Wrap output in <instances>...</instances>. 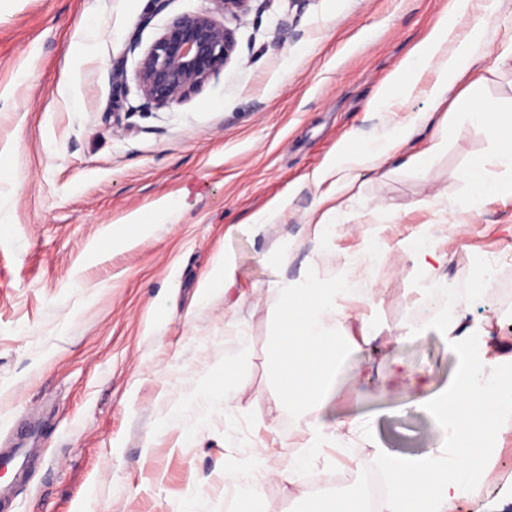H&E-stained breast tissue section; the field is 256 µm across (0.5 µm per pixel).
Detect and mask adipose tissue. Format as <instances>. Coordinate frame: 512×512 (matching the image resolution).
Here are the masks:
<instances>
[{"mask_svg": "<svg viewBox=\"0 0 512 512\" xmlns=\"http://www.w3.org/2000/svg\"><path fill=\"white\" fill-rule=\"evenodd\" d=\"M452 30V22H445L419 45L405 64L403 78L381 90L371 111L386 112L392 99H407L422 72L433 64L440 71L430 91L434 105L451 99L458 81L475 66L472 45L482 38L481 31H472L453 52L442 54ZM467 117L472 124L489 129L499 146L495 156L478 161L467 172L470 201L476 204L501 191L491 166H512V113L475 102ZM394 147V139L363 141L357 152L337 151L326 171L318 173L321 181L335 175L336 186L320 197L306 222V234L314 247L335 235L357 182L389 158ZM396 250L403 260L424 269L448 261L427 228L398 242ZM276 288L284 318L270 352L271 371L280 388L275 406L292 411L315 441L341 445L348 436L362 432L365 424L357 416L335 415L336 364L347 346L371 344L381 334L367 312L375 294L369 268L359 263L349 277L337 282L281 280ZM432 409L451 453L429 459L384 454L391 488L385 512H454L457 500L475 494L476 476L491 451L490 436L512 428V356L496 354L493 346L483 345L479 360L463 361L454 384Z\"/></svg>", "mask_w": 512, "mask_h": 512, "instance_id": "1", "label": "adipose tissue"}]
</instances>
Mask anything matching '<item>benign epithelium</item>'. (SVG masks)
I'll list each match as a JSON object with an SVG mask.
<instances>
[{"instance_id":"benign-epithelium-1","label":"benign epithelium","mask_w":512,"mask_h":512,"mask_svg":"<svg viewBox=\"0 0 512 512\" xmlns=\"http://www.w3.org/2000/svg\"><path fill=\"white\" fill-rule=\"evenodd\" d=\"M212 2L211 10L172 19L143 53L133 75L123 69L112 70L115 89L120 91L133 80L145 108L180 103L200 91L236 51L235 31L218 16L245 13L253 0Z\"/></svg>"}]
</instances>
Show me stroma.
<instances>
[{"mask_svg":"<svg viewBox=\"0 0 512 512\" xmlns=\"http://www.w3.org/2000/svg\"><path fill=\"white\" fill-rule=\"evenodd\" d=\"M450 0H253L225 23L236 52L198 93L142 108L129 84L115 109L112 70L134 72L174 17L211 0H0V448L24 451L0 469V512H228L231 481L302 458L310 436L285 410L268 369L278 316L274 282L344 276L363 243L383 252L370 265L372 318L400 338L371 363L347 353L336 371L337 416L370 420L348 440L343 462L318 460L296 484H264L267 512H304L314 490L358 493L356 473L387 449L423 458L445 447L418 401L441 392L459 357L446 324L482 325L512 354V168L497 167L501 192L464 208L466 173L494 151L488 129L433 108L436 67L422 74L396 112H369L407 57L448 17ZM93 15V55L79 46L78 21ZM480 29L485 57L458 83L462 104L512 108V0H471L454 38ZM139 48L129 51L130 37ZM409 137L360 181L335 237L313 248L302 226L325 186L312 176L336 148ZM440 151H433L437 141ZM423 153L427 171L408 159ZM188 191L172 224L128 245L104 228ZM258 237L236 225L278 201ZM432 226L448 265L394 264L400 240ZM289 249L281 266L276 253ZM232 254L233 285L200 302L215 260ZM498 257V288L472 291L469 258ZM464 287L451 311L413 323L424 282ZM261 297H252L254 285ZM238 366L240 411L226 432L224 399L212 394L225 362ZM178 424H170L171 412ZM477 496L455 512H512V431L496 436ZM351 479L336 483L339 465Z\"/></svg>","mask_w":512,"mask_h":512,"instance_id":"35a3bbf8","label":"stroma"}]
</instances>
